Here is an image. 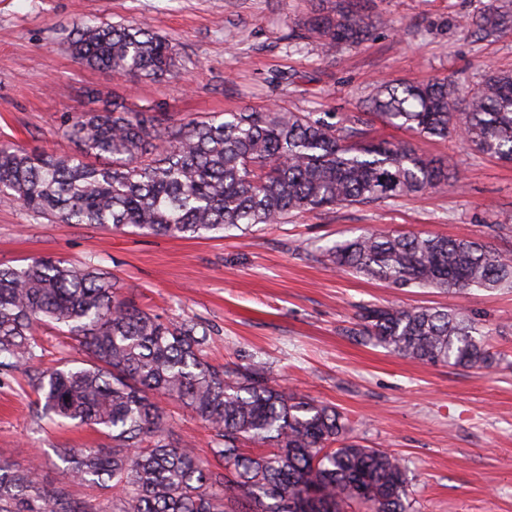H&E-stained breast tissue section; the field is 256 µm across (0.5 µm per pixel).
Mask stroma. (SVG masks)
I'll list each match as a JSON object with an SVG mask.
<instances>
[{
  "label": "stroma",
  "instance_id": "stroma-1",
  "mask_svg": "<svg viewBox=\"0 0 512 512\" xmlns=\"http://www.w3.org/2000/svg\"><path fill=\"white\" fill-rule=\"evenodd\" d=\"M502 2L366 0L383 25L328 56L316 41L288 40L319 0H0V144L73 153L60 132L64 116L101 100L176 120L272 105L342 119L383 81L450 76L471 87L487 71L512 70V31L480 41L464 25ZM81 19L149 24L172 41L179 77L134 82L80 64L69 44ZM365 136L412 142L461 180L211 240L51 224L0 196V264L44 255L90 261L144 308L198 322L212 362L264 366L290 391L335 405L361 444L399 456L414 512H512V290L395 289L319 259L320 249L367 229L467 236L512 252V164L377 121ZM372 304L464 309L497 362L422 366L361 341L352 330ZM35 399L24 368L0 371V458L37 464L51 487L60 476L56 447L106 439L37 419Z\"/></svg>",
  "mask_w": 512,
  "mask_h": 512
}]
</instances>
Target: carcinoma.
Here are the masks:
<instances>
[{"mask_svg":"<svg viewBox=\"0 0 512 512\" xmlns=\"http://www.w3.org/2000/svg\"><path fill=\"white\" fill-rule=\"evenodd\" d=\"M298 32L328 54L356 47L380 19L362 0H325ZM480 39L512 28L502 5L466 23ZM88 66L130 79L174 75L172 42L144 24L82 21L70 42ZM383 123L425 139L457 136L477 154L512 162V72L465 91L451 77L381 85L369 101ZM361 118L337 122L272 107L171 122L114 103L66 116L72 154L0 146V194L58 224L211 239L283 224L326 207L395 201L459 177L411 143L365 141ZM352 274L394 288H512V254L480 239L364 231L321 250ZM66 330L84 358L35 369L38 327ZM354 335L423 365L482 369L496 359L481 327L448 308L367 307ZM207 333L122 296L99 268L62 257L0 265V367L33 369L36 416L89 425L108 448L63 446L52 489L36 467L0 459V512H411L402 459L347 436L336 408L289 392L261 366L205 359ZM190 408L211 432L213 466L169 435L156 400ZM112 490V508L73 498L70 486Z\"/></svg>","mask_w":512,"mask_h":512,"instance_id":"1","label":"carcinoma"}]
</instances>
